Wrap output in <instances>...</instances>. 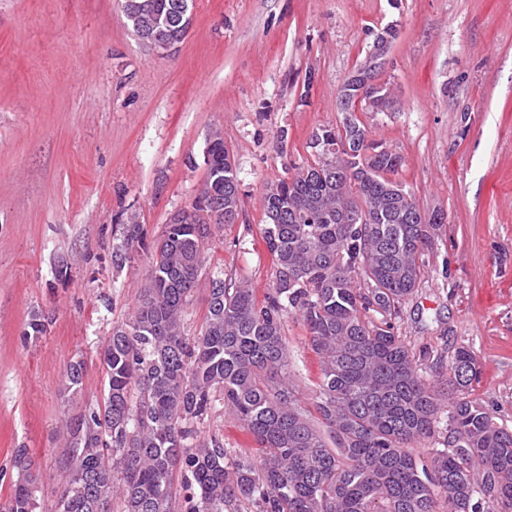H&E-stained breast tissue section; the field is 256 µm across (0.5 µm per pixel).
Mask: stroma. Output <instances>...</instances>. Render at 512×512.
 Wrapping results in <instances>:
<instances>
[{
	"label": "stroma",
	"instance_id": "1",
	"mask_svg": "<svg viewBox=\"0 0 512 512\" xmlns=\"http://www.w3.org/2000/svg\"><path fill=\"white\" fill-rule=\"evenodd\" d=\"M390 26L378 80L394 105L359 118L401 155L396 181L446 224L394 332L416 353L470 347L474 397L512 429V0H195L167 51L141 45L119 0H0V503L24 449L38 512H54L65 425L101 401L102 347L151 267L147 247L112 263L127 215L148 246L191 208L221 128L241 208L205 267L264 294L275 277L264 185L311 161L313 133L341 126L338 89ZM36 312L52 322L25 338ZM284 330L312 398L308 331L294 315Z\"/></svg>",
	"mask_w": 512,
	"mask_h": 512
}]
</instances>
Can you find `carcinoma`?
I'll use <instances>...</instances> for the list:
<instances>
[{
	"label": "carcinoma",
	"mask_w": 512,
	"mask_h": 512,
	"mask_svg": "<svg viewBox=\"0 0 512 512\" xmlns=\"http://www.w3.org/2000/svg\"><path fill=\"white\" fill-rule=\"evenodd\" d=\"M187 0H121L148 49L175 46L191 19ZM365 60L356 98L390 106ZM209 161L193 213L167 224L130 318L106 340L103 402L66 425L62 491L54 512H512V429L469 397L478 379L474 353L459 347L436 389L394 333L390 317L418 288L425 252L442 214L420 210L391 175L399 154L370 137L357 118L310 139L313 161L265 184L263 239L275 264L272 288L208 279L199 333L183 321L204 266L205 244L239 213L238 179L222 130L211 131ZM368 215L369 224L352 216ZM113 251L119 267L145 248L132 215ZM299 315L319 358L316 396H299L289 372L284 317ZM380 315L373 320L370 313ZM34 313L25 336L47 332ZM83 362L67 370V389L83 384ZM443 447L423 457L443 405ZM253 436L256 453L232 455L224 439L202 435L218 409ZM19 479L0 512H36L37 475L16 456Z\"/></svg>",
	"instance_id": "obj_1"
}]
</instances>
